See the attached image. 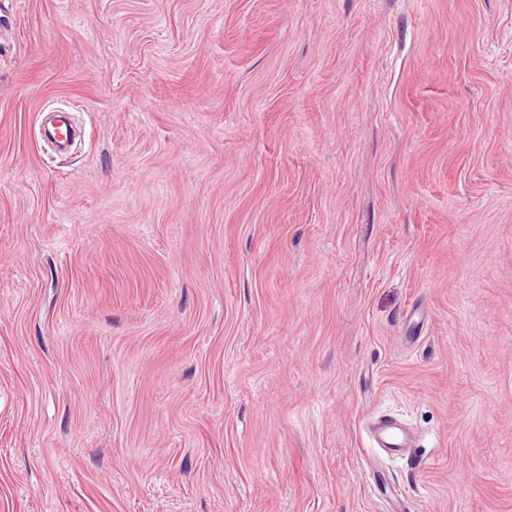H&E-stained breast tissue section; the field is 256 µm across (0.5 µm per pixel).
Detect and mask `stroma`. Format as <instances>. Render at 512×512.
Wrapping results in <instances>:
<instances>
[{"mask_svg": "<svg viewBox=\"0 0 512 512\" xmlns=\"http://www.w3.org/2000/svg\"><path fill=\"white\" fill-rule=\"evenodd\" d=\"M397 506L512 512V0H0V512ZM367 433L373 448L387 457L403 456L413 441L408 427L389 416H379L369 423Z\"/></svg>", "mask_w": 512, "mask_h": 512, "instance_id": "35a3bbf8", "label": "stroma"}]
</instances>
